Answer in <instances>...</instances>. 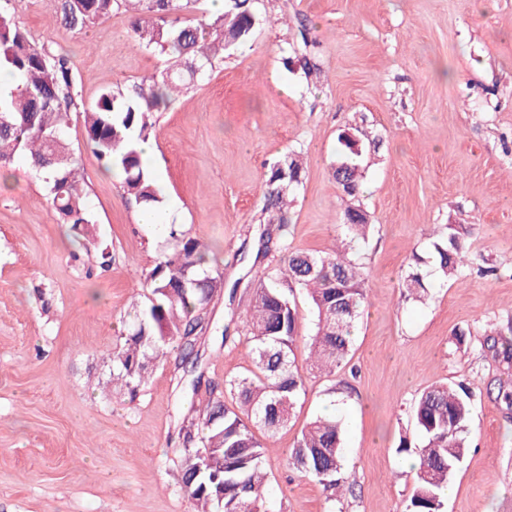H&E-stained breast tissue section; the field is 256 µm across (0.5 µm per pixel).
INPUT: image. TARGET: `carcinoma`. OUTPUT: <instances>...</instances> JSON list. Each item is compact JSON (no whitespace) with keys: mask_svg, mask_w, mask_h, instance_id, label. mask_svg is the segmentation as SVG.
<instances>
[{"mask_svg":"<svg viewBox=\"0 0 512 512\" xmlns=\"http://www.w3.org/2000/svg\"><path fill=\"white\" fill-rule=\"evenodd\" d=\"M17 0H0V70L16 81L10 97L0 99V168L25 159L49 185L51 202L77 238L93 224L77 179L75 160L66 140L65 118L84 114L87 143L104 168L120 178L123 195L141 208H155L160 191L143 166L139 145L149 139L153 117L172 97L203 80L224 51L245 45L260 18L250 0H227L209 24H191L183 14L195 0H57L54 11L74 32L88 29L114 11L129 13L132 43L170 57L161 77L148 76L126 88L104 90L87 106L70 58L49 44L38 45L12 22ZM297 62L304 74H317L313 44L302 38ZM348 180L359 185L363 171L349 152ZM303 161L289 152L269 169V215L264 237L288 224V206L302 183ZM364 220H345L344 237L329 252L317 254L284 247V265L254 286L247 311L248 373L224 381V390L209 388L204 406L192 408L180 430V484L197 512H267L266 465L260 432L288 424L304 391L296 366L300 317L290 292H306L311 304L312 333L307 342L313 373L334 374L346 364L352 330L366 300L364 272L351 257L353 243L365 238ZM464 224H440L433 232L435 272L446 278L458 272L468 253ZM172 251L145 275L149 295L135 306L131 332L112 352V388L131 397L148 384L150 369L179 348L182 359L194 350L221 274L212 269L208 249L198 239L170 231ZM416 268L406 277L409 295L422 298L428 273ZM412 417L421 439L416 454L415 487L403 512H443V491L466 455L470 394L463 381L433 384L415 399ZM346 423L318 416L297 437L288 464L318 481L333 500L345 486Z\"/></svg>","mask_w":512,"mask_h":512,"instance_id":"cac0c4a2","label":"carcinoma"}]
</instances>
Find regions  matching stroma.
Segmentation results:
<instances>
[{
    "label": "stroma",
    "instance_id": "35a3bbf8",
    "mask_svg": "<svg viewBox=\"0 0 512 512\" xmlns=\"http://www.w3.org/2000/svg\"><path fill=\"white\" fill-rule=\"evenodd\" d=\"M262 19L210 76L156 115L149 140L161 170L160 225L86 142L67 128L95 220L75 240L47 185L25 160L0 169V512H194L177 471L178 433L204 388L169 351L137 397L105 381L144 276L171 245L170 228L202 241L225 287L199 334L206 384L246 371L248 284L279 265V244L257 258L269 166L302 154V184L284 232L291 247L324 253L348 207L371 226L356 258L368 304L346 368L308 375L287 426L265 435L269 512H401L415 486L410 408L436 382L471 392L470 447L448 484L444 512H512V409L496 401L512 360V0H252ZM11 18L35 43L69 56L84 102L160 74L166 58L134 46L118 11L74 34L50 0H19ZM316 43L319 74L295 58ZM359 140L364 178L346 195L333 172L341 134ZM473 225L457 277H429L428 296L403 283L427 255L435 225ZM108 249L109 267L100 251ZM347 423L341 499L289 468L288 450L329 402L336 379Z\"/></svg>",
    "mask_w": 512,
    "mask_h": 512
}]
</instances>
